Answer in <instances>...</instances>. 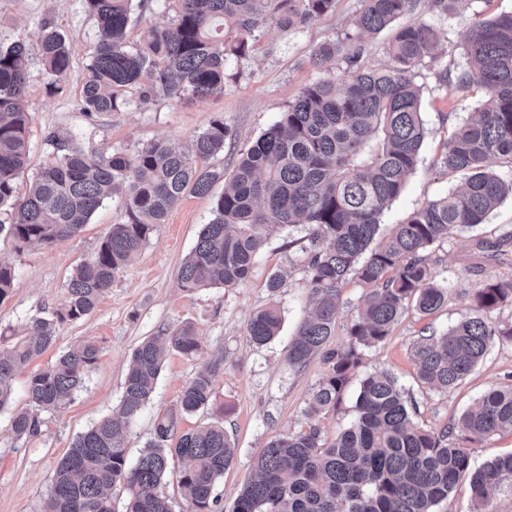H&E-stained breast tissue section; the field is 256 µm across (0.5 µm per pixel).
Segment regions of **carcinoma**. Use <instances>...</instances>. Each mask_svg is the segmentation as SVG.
<instances>
[{
    "mask_svg": "<svg viewBox=\"0 0 512 512\" xmlns=\"http://www.w3.org/2000/svg\"><path fill=\"white\" fill-rule=\"evenodd\" d=\"M133 0H87L100 38L93 48L83 85L88 114L120 112L124 90L136 87L149 102L163 93L180 99L224 92L226 63L249 54L268 23L289 30L332 11L336 0H176L167 27L148 28L139 45H128ZM357 32L319 46L317 66L344 55L348 70L307 85L245 152L230 177L207 165L224 151L230 134L217 120L196 135L183 152L166 140L150 142L136 154L87 149L56 134L49 161L16 197V179L28 157V45L18 40L0 47V207L10 222L0 224L18 247L48 245L70 237L89 223L110 192H123L128 217L114 224L93 258L68 281L66 303L34 319V331L0 347V410L8 406L18 370L57 340L61 324L90 314L119 270L139 251L155 227L187 193L208 196L218 181L224 192L214 218L203 225L180 270L188 291L205 286L233 288L245 282L263 249L269 229L307 226L310 250L305 271L310 317L288 344L287 360L301 368L323 353L326 377L306 409V428L272 439L256 461V475L243 486L234 512H432L462 480H469L475 512L512 481V454L475 468L469 449L450 439L448 429L413 424L395 376L367 375L356 399V417L332 442L319 421L339 409L349 373L364 348L390 335L413 305L422 316L436 312L447 289L438 284L425 252L483 223L512 197V179L490 169L498 160L512 165V12L476 21L465 42L468 69L456 85L485 90L476 118L456 128L445 147L441 168L467 175L463 189L429 201L398 225L387 243L369 245L380 216L396 199L418 164L425 138L420 88L412 71L440 43L438 31L421 23L398 29L388 51L395 66L365 71L360 36L377 34L419 0H361ZM49 86L66 75L73 44L54 27L42 26L37 39ZM364 293L359 319L345 347L327 348L336 329L338 300L350 278ZM512 304V277L480 289L473 313L443 334L418 337L412 352L417 380L430 391L456 385L485 356L494 337L512 340V323H494L485 312ZM274 304L248 323L250 341L263 346L282 329ZM185 356L199 343L188 326L161 331L134 350L124 380L119 413L77 436L60 459L44 512H115L109 490L123 483L125 512H174L161 486L170 462L179 464L185 512H217L216 487L234 458V445L219 423L201 425L171 443L177 419L207 407L214 369L199 372L183 389L177 406L156 423L152 439L136 463L127 461L125 431L150 401L165 351ZM93 343L61 351L55 362L32 372L30 402L43 409L62 407L83 387L98 359ZM465 438L512 430V386L492 388L457 424ZM18 438L40 433V421L26 410L12 417Z\"/></svg>",
    "mask_w": 512,
    "mask_h": 512,
    "instance_id": "1",
    "label": "carcinoma"
}]
</instances>
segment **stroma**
<instances>
[{
	"mask_svg": "<svg viewBox=\"0 0 512 512\" xmlns=\"http://www.w3.org/2000/svg\"><path fill=\"white\" fill-rule=\"evenodd\" d=\"M172 4L173 0H142L132 14L129 42L139 43L146 27L168 25L175 15ZM360 8L361 0H336L332 12L305 27L285 31L265 26L254 51L228 64L223 93L179 100L157 95L144 104L139 91L131 89L125 93L130 101L126 109L91 116L84 110L82 87L99 29L86 0H0V45L23 40L30 47L29 155L16 180L17 195L27 192L46 161L51 152L46 138L53 132L87 148L132 155L159 139L189 147L197 134L220 119L230 136L209 165L232 171L240 152L278 120L306 85L345 70L343 57L322 68L313 66L310 58L322 43L354 31ZM510 11L512 0H460L444 15L431 8L430 0H420L413 13L401 17L404 25H432L441 35V45L436 55L413 71L421 88L426 137L415 173L380 218L375 245H382L397 224L426 202L463 185L464 175L443 172L440 158L455 128L478 112L484 92L475 84L456 87L449 78L467 67L464 43L473 23ZM46 21L76 47L57 90L49 88L35 46ZM213 204L210 197L185 195L118 272L95 309L81 320L61 325L55 346L34 360V367L44 368L60 350L87 341L99 347L97 362L71 401L58 410H37L38 436L19 439L11 429L14 411L30 406L29 373L24 370L16 376L13 402L0 411V512H42L62 455L80 433L117 412L135 348L168 328L191 326L200 349L193 356L168 353L151 400L128 428L129 460L140 456L155 421L176 406L183 387L212 364L217 371L210 405L180 418L176 431L182 434L202 424L223 423L235 456L217 486L221 512H233L266 444L305 426L307 403L326 374L322 355H314L300 369L290 367L285 359L288 342L309 311L303 267L309 245L306 230L300 224L272 230L244 283L189 292L181 286L180 267L202 225L212 219ZM126 221L123 199L116 195L104 201L79 233L49 245L19 249L10 236L0 233V262L9 264L14 273L8 296L0 301V330L16 338L28 335L32 318L64 305L71 275L94 256L111 225ZM426 257L438 283L448 291L445 304L425 317L413 309L406 311L384 341L364 349L361 364L349 374L339 410L320 421L325 439H334L350 426L362 380L379 370L397 378L406 398L417 405L414 422L426 429L456 427L485 392L512 385L510 340L493 339L478 365L445 392L423 389L412 359L413 343L424 326L447 331L470 314L476 291L488 281L512 276V198L505 199L483 224L435 243ZM274 274L284 279L276 294L267 288ZM271 304L280 309L283 328L275 340L259 347L249 342L247 324L254 313Z\"/></svg>",
	"mask_w": 512,
	"mask_h": 512,
	"instance_id": "stroma-1",
	"label": "stroma"
}]
</instances>
